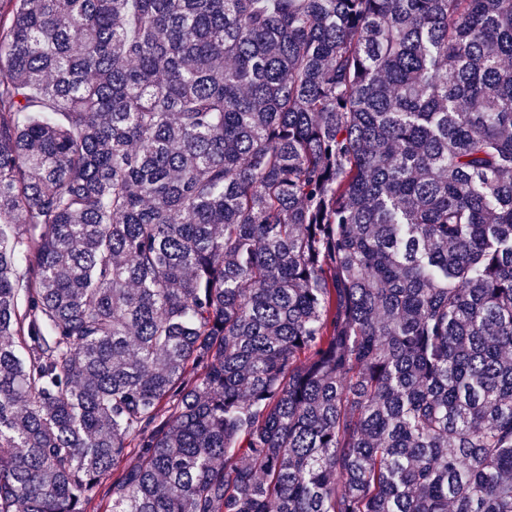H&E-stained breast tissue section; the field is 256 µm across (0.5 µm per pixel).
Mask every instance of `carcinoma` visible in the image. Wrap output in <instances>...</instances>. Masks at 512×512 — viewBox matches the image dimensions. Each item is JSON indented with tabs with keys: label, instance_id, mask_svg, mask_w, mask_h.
<instances>
[{
	"label": "carcinoma",
	"instance_id": "cac0c4a2",
	"mask_svg": "<svg viewBox=\"0 0 512 512\" xmlns=\"http://www.w3.org/2000/svg\"><path fill=\"white\" fill-rule=\"evenodd\" d=\"M6 3L0 512H512V0Z\"/></svg>",
	"mask_w": 512,
	"mask_h": 512
}]
</instances>
